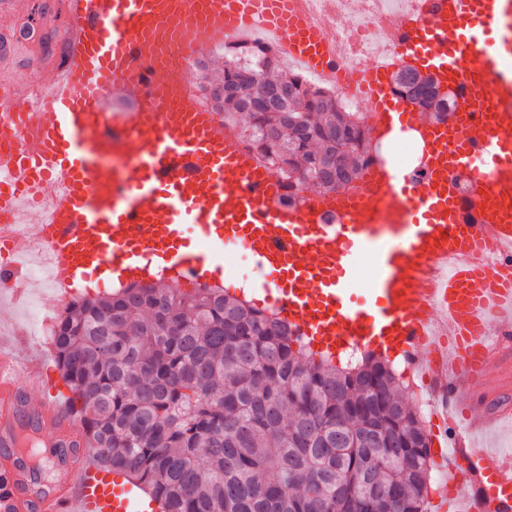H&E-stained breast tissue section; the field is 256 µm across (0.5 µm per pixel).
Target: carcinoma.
I'll return each mask as SVG.
<instances>
[{
	"label": "carcinoma",
	"instance_id": "cac0c4a2",
	"mask_svg": "<svg viewBox=\"0 0 512 512\" xmlns=\"http://www.w3.org/2000/svg\"><path fill=\"white\" fill-rule=\"evenodd\" d=\"M288 87L278 112H238L250 76ZM224 123L260 139L279 174L323 180L321 158L352 161L365 131L332 93L265 56L224 61ZM52 355L95 463L144 486L166 512H423L429 437L386 362L339 367L288 321L202 286L124 285L60 315ZM385 486L392 501L372 490Z\"/></svg>",
	"mask_w": 512,
	"mask_h": 512
}]
</instances>
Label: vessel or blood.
<instances>
[{"mask_svg":"<svg viewBox=\"0 0 512 512\" xmlns=\"http://www.w3.org/2000/svg\"><path fill=\"white\" fill-rule=\"evenodd\" d=\"M58 62L39 69L35 93L11 60L22 38L0 27V220L35 225L65 302L81 280L138 282L161 269L188 287L218 274L212 249L250 254L273 304L311 345L350 344L417 358L425 382L456 394L512 361V265L480 261L437 276L441 258L492 240L512 246V0H427L393 29L389 63L340 68L335 42L291 0H66ZM301 68L364 99L376 137L411 130L423 146L421 176L370 168L344 192H310L284 207L276 177L260 166L194 95L193 65L209 45L256 22ZM494 29L504 54L481 43ZM429 71L453 96L455 120L418 118L397 96L392 72ZM129 103L109 111L108 99ZM468 175L467 193L457 178ZM24 243L0 230V276L24 268ZM370 257L369 297L347 290ZM41 366H16L0 345V512H165L160 501L87 460L64 404ZM476 417L437 401L436 449L463 462L438 491L435 512H512V453L478 448ZM43 441L59 481L36 479L17 449Z\"/></svg>","mask_w":512,"mask_h":512,"instance_id":"vessel-or-blood-1","label":"vessel or blood"}]
</instances>
